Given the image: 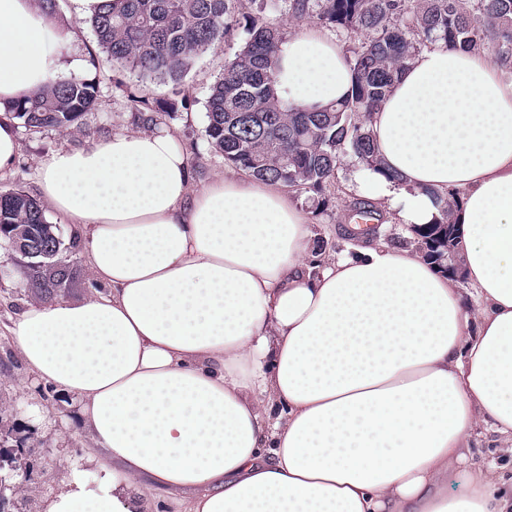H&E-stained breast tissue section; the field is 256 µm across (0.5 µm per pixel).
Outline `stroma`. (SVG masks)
I'll list each match as a JSON object with an SVG mask.
<instances>
[{
	"instance_id": "35a3bbf8",
	"label": "stroma",
	"mask_w": 512,
	"mask_h": 512,
	"mask_svg": "<svg viewBox=\"0 0 512 512\" xmlns=\"http://www.w3.org/2000/svg\"><path fill=\"white\" fill-rule=\"evenodd\" d=\"M64 20L74 23L79 36L62 51L63 61H82L75 70L78 79H95L98 101L82 128L30 133L18 128L21 151L13 169L0 176V190L21 189L37 195V171L42 159L62 146H81L121 130L138 129L134 112L118 84H137L139 77L129 71H115L99 54L94 33L82 23L75 0H61ZM247 34L236 28L225 34L219 46L194 59L179 88L189 103L188 110L175 113L167 128L175 131L191 160V184L214 174L236 175L235 167L211 148L206 136V102L210 88L224 74V60L244 46ZM357 162L344 152L335 183L327 192L329 205L316 213L311 195L293 194L292 199L309 215L316 234L314 245L333 255H356L358 242L340 232L346 224V209L355 202L351 172ZM32 299L27 281L14 261V253L0 240V448L12 449V457H0V497L8 501V512H42L43 500L62 485L71 468L94 479L95 467L87 460L90 442L80 424L72 396L37 380L20 358L11 328L18 312Z\"/></svg>"
}]
</instances>
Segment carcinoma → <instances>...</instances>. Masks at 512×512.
Listing matches in <instances>:
<instances>
[{
    "mask_svg": "<svg viewBox=\"0 0 512 512\" xmlns=\"http://www.w3.org/2000/svg\"><path fill=\"white\" fill-rule=\"evenodd\" d=\"M287 14L314 17L329 27L356 30L366 40L352 61L351 95L322 108L286 106L275 88L274 63L283 43L281 28L243 0H102L89 16L97 45L112 68L135 72L166 85L180 80L194 58L216 47L242 24L245 45L224 62V77L210 89L206 105L209 143L224 162L250 176L295 192L310 193L317 209L336 178L347 148L363 163L380 164L365 116L375 110L421 47L477 51L491 42L495 61L512 66V0H278ZM143 126L187 103L157 97L145 86L123 88ZM96 82L60 77L8 108L26 130H71L83 125L97 100ZM454 202L445 201L436 222L418 232L416 249L435 263L436 252L455 247L445 236ZM43 205L19 189L0 191V239L15 244L40 238L43 250L63 251ZM24 267L33 297H61L80 281L78 266L51 281L39 265Z\"/></svg>",
    "mask_w": 512,
    "mask_h": 512,
    "instance_id": "1",
    "label": "carcinoma"
}]
</instances>
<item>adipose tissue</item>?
Instances as JSON below:
<instances>
[{"mask_svg":"<svg viewBox=\"0 0 512 512\" xmlns=\"http://www.w3.org/2000/svg\"><path fill=\"white\" fill-rule=\"evenodd\" d=\"M75 37L43 0H0V174L21 149L8 105L79 68L60 53ZM276 77L310 108L354 81L311 26ZM366 125L381 164H358L353 190L411 229L456 195L461 275L386 244L312 260L280 185L191 189L163 127L42 161L99 287L31 302L11 329L30 372L77 399L97 468L44 512H143L154 489L181 512H512V476L464 452L483 427L512 442V80L426 48Z\"/></svg>","mask_w":512,"mask_h":512,"instance_id":"ef3b65f1","label":"adipose tissue"}]
</instances>
